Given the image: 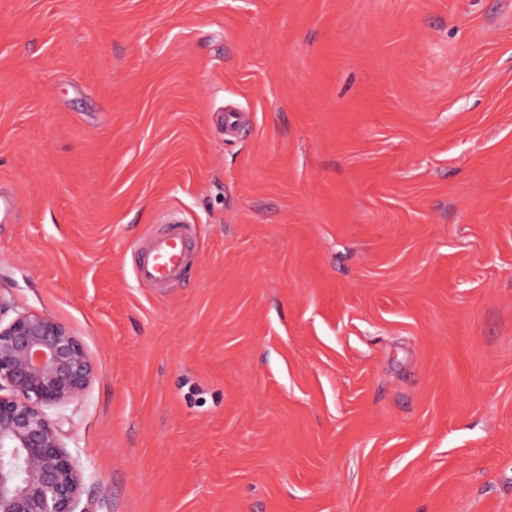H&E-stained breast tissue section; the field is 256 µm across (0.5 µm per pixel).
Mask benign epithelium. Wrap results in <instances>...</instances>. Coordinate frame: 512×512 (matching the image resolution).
I'll return each mask as SVG.
<instances>
[{"mask_svg":"<svg viewBox=\"0 0 512 512\" xmlns=\"http://www.w3.org/2000/svg\"><path fill=\"white\" fill-rule=\"evenodd\" d=\"M94 373L84 342L51 316L0 325V512H75L81 474L50 411L81 399Z\"/></svg>","mask_w":512,"mask_h":512,"instance_id":"7a95c632","label":"benign epithelium"}]
</instances>
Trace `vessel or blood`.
<instances>
[{"instance_id":"1","label":"vessel or blood","mask_w":512,"mask_h":512,"mask_svg":"<svg viewBox=\"0 0 512 512\" xmlns=\"http://www.w3.org/2000/svg\"><path fill=\"white\" fill-rule=\"evenodd\" d=\"M192 238V225L179 212H168L163 224L143 237L133 264L137 284L158 289L182 281L191 270Z\"/></svg>"}]
</instances>
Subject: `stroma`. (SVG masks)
<instances>
[{
    "mask_svg": "<svg viewBox=\"0 0 512 512\" xmlns=\"http://www.w3.org/2000/svg\"><path fill=\"white\" fill-rule=\"evenodd\" d=\"M2 192L80 512H512V0H0ZM193 230V224H186L179 212L169 211L164 224L144 235L133 264L140 287L165 288L189 274Z\"/></svg>",
    "mask_w": 512,
    "mask_h": 512,
    "instance_id": "1",
    "label": "stroma"
}]
</instances>
